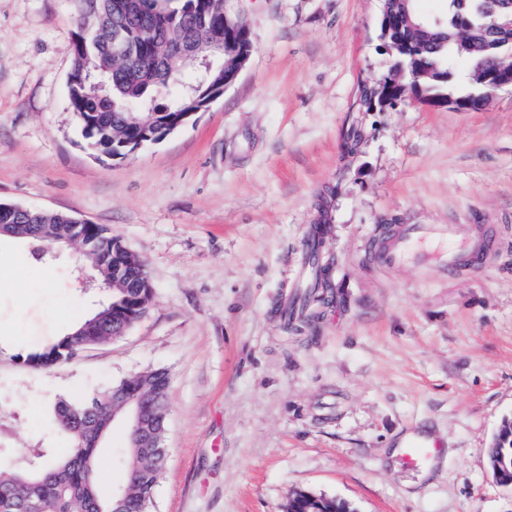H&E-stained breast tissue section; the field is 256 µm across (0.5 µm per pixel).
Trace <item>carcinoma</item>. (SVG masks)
Segmentation results:
<instances>
[{
	"label": "carcinoma",
	"mask_w": 512,
	"mask_h": 512,
	"mask_svg": "<svg viewBox=\"0 0 512 512\" xmlns=\"http://www.w3.org/2000/svg\"><path fill=\"white\" fill-rule=\"evenodd\" d=\"M416 0H383L378 19L380 46L390 50L393 65L387 76L358 89V106L368 112L392 107L407 93L431 108H446L452 100L481 107V96L492 89L486 76L512 56V0H447L446 14L421 13ZM193 6L177 15H161L159 0H122L119 13L112 0H74L75 31L72 38V80L67 83L68 109L75 117L82 140L101 155L138 142L147 127L161 128L175 112L189 104L186 79L188 62L178 55L190 33L204 45L224 48V74L232 85L233 58L251 47L249 30L241 21L224 27V0H186ZM120 33L136 51L125 63L112 58V37ZM470 64L469 81L475 92L458 95L451 85L450 63ZM65 213L33 211L19 218L0 213L1 235L13 236L14 224L25 225L22 240L42 248L56 242L78 245L98 275V286L109 292L108 304L87 318L117 331L135 323L146 312L152 284L144 262L123 241L100 224H73ZM88 337L71 332L39 352L17 356L34 369L46 370L63 363L87 343ZM169 374L151 369L111 384L97 393L54 406L56 425L73 439L70 452L57 457L39 451L29 460L0 468V512H24L30 501L42 512H148L145 487L164 458L147 460L140 451L126 449L123 495L102 492L96 477L98 448L112 428V409L123 397L154 395L164 406ZM490 469L499 482L512 485V450L491 443Z\"/></svg>",
	"instance_id": "obj_1"
}]
</instances>
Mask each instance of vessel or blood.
I'll use <instances>...</instances> for the list:
<instances>
[{"instance_id":"obj_1","label":"vessel or blood","mask_w":512,"mask_h":512,"mask_svg":"<svg viewBox=\"0 0 512 512\" xmlns=\"http://www.w3.org/2000/svg\"><path fill=\"white\" fill-rule=\"evenodd\" d=\"M484 251L459 224H404L375 252L384 266L409 265L448 275L478 263Z\"/></svg>"}]
</instances>
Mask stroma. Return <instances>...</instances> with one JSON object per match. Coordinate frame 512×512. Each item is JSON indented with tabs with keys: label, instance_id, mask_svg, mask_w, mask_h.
Wrapping results in <instances>:
<instances>
[{
	"label": "stroma",
	"instance_id": "1",
	"mask_svg": "<svg viewBox=\"0 0 512 512\" xmlns=\"http://www.w3.org/2000/svg\"><path fill=\"white\" fill-rule=\"evenodd\" d=\"M249 62L205 111L125 159L84 146L67 110L70 0H0V202L106 226L153 284L125 335L47 370L74 311L108 301L76 247L0 237V463L63 453L50 404L136 373L170 376L167 460L150 512H287L300 492L351 512H512L487 467L512 417V89L482 109L356 105L389 73L381 0H224ZM361 139L346 149L343 136ZM323 230L330 287L303 332L281 316ZM402 224H475L486 266L444 276L369 257ZM409 430L432 471L388 457ZM128 435L101 451L125 482Z\"/></svg>",
	"mask_w": 512,
	"mask_h": 512
}]
</instances>
